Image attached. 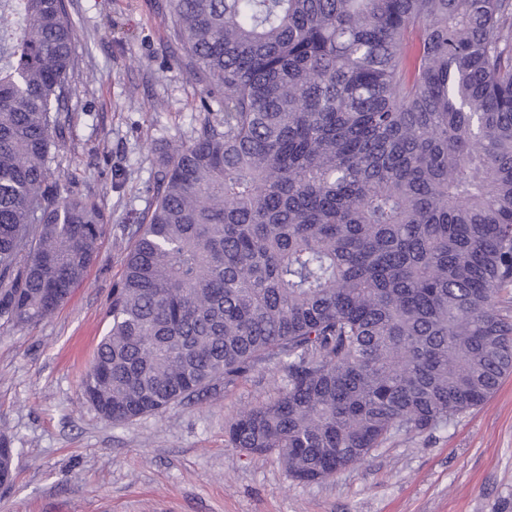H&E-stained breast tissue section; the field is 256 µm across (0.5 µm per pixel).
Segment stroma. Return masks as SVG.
Returning <instances> with one entry per match:
<instances>
[{
	"instance_id": "obj_1",
	"label": "stroma",
	"mask_w": 512,
	"mask_h": 512,
	"mask_svg": "<svg viewBox=\"0 0 512 512\" xmlns=\"http://www.w3.org/2000/svg\"><path fill=\"white\" fill-rule=\"evenodd\" d=\"M67 8L75 63L50 167L60 194L94 199L105 224L84 281L50 318L0 319V431L17 450L0 512H512V375L482 406L433 431L394 433L322 483L291 481L277 454L249 456L225 440L239 410L278 397L287 378L274 366L123 424L85 400L160 172L224 109L198 107L207 84L171 36L170 0Z\"/></svg>"
}]
</instances>
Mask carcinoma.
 I'll use <instances>...</instances> for the list:
<instances>
[{"label": "carcinoma", "instance_id": "carcinoma-1", "mask_svg": "<svg viewBox=\"0 0 512 512\" xmlns=\"http://www.w3.org/2000/svg\"><path fill=\"white\" fill-rule=\"evenodd\" d=\"M224 121L175 149L83 395L114 423L261 363L227 442L325 482L512 373V0H172ZM66 0H0V318L51 316L104 215L50 155Z\"/></svg>", "mask_w": 512, "mask_h": 512}]
</instances>
